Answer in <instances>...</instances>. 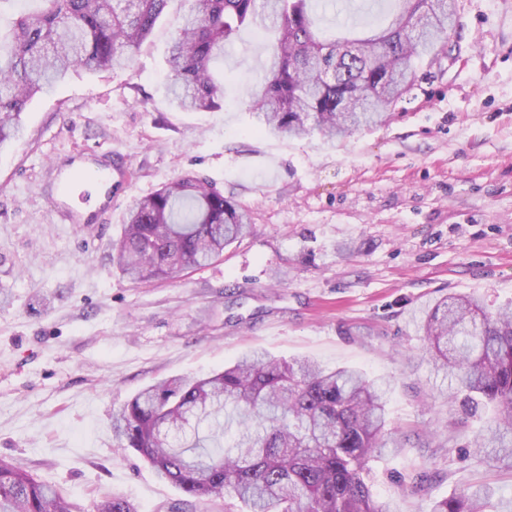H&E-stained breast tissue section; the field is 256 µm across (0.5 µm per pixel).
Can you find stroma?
<instances>
[{"label":"stroma","mask_w":512,"mask_h":512,"mask_svg":"<svg viewBox=\"0 0 512 512\" xmlns=\"http://www.w3.org/2000/svg\"><path fill=\"white\" fill-rule=\"evenodd\" d=\"M165 15L125 69L77 70L22 115L0 148V459L83 512L118 493L137 512H224L189 502L112 437L139 390L198 379L258 350L350 366L384 382L400 447L370 463L395 512H431L477 481L512 512V472L470 455L485 410L463 406L420 328L449 294L512 301V0H458L461 57L419 81L388 123L332 142L258 133L245 101L265 44L242 30L213 69L224 106L166 97ZM368 30L396 0H336ZM128 186L96 224H67L60 174L104 153ZM192 174L248 205L253 228L203 268L135 283L112 263L132 202Z\"/></svg>","instance_id":"obj_1"}]
</instances>
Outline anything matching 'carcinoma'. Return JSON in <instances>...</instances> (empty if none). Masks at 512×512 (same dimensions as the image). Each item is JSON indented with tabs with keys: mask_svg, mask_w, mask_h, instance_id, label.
I'll return each mask as SVG.
<instances>
[{
	"mask_svg": "<svg viewBox=\"0 0 512 512\" xmlns=\"http://www.w3.org/2000/svg\"><path fill=\"white\" fill-rule=\"evenodd\" d=\"M170 0H0V149L20 132L35 96L71 70L129 64ZM388 24L361 38H326L333 0H191L169 53V102L184 111L224 104L211 72L242 27L271 35L264 74L246 104L263 130L330 140L386 123L448 55L455 0H396ZM251 231L246 208L213 184L181 176L134 201L112 262L135 281L204 266ZM436 365L474 408L492 410L476 437L479 460L512 470V303L490 313L481 299L448 295L421 322ZM210 422L208 436L180 434ZM381 385L349 367L243 355L207 377L159 381L112 418V434L157 476L202 501L241 512H394L369 482L385 439ZM236 439L224 446L226 430ZM494 492L468 485L432 512H498ZM0 512H76L30 471L0 459ZM94 512H136L114 494Z\"/></svg>",
	"mask_w": 512,
	"mask_h": 512,
	"instance_id": "cac0c4a2",
	"label": "carcinoma"
}]
</instances>
